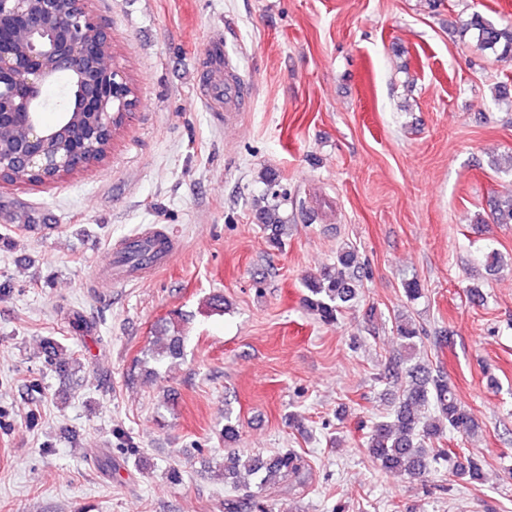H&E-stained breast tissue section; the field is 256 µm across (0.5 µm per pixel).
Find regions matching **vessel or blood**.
<instances>
[{
    "instance_id": "obj_1",
    "label": "vessel or blood",
    "mask_w": 512,
    "mask_h": 512,
    "mask_svg": "<svg viewBox=\"0 0 512 512\" xmlns=\"http://www.w3.org/2000/svg\"><path fill=\"white\" fill-rule=\"evenodd\" d=\"M241 102V88L232 80L224 83V121L235 123ZM177 251L175 238L167 229L152 226L146 231L123 237L112 254L110 283L144 281L166 269Z\"/></svg>"
}]
</instances>
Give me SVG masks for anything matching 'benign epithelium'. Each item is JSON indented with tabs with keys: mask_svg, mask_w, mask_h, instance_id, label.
I'll use <instances>...</instances> for the list:
<instances>
[{
	"mask_svg": "<svg viewBox=\"0 0 512 512\" xmlns=\"http://www.w3.org/2000/svg\"><path fill=\"white\" fill-rule=\"evenodd\" d=\"M16 24L0 34V125H19L22 135L8 158L0 157V183L54 185L93 162L84 133L66 122L49 131L33 118L45 108L50 84L64 74L74 81L72 111L85 114L93 132L112 141L115 123L127 121L136 106L125 71L103 65L111 37L88 0H0V21Z\"/></svg>",
	"mask_w": 512,
	"mask_h": 512,
	"instance_id": "1",
	"label": "benign epithelium"
}]
</instances>
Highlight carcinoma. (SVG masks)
I'll use <instances>...</instances> for the list:
<instances>
[{"label":"carcinoma","mask_w":512,"mask_h":512,"mask_svg":"<svg viewBox=\"0 0 512 512\" xmlns=\"http://www.w3.org/2000/svg\"><path fill=\"white\" fill-rule=\"evenodd\" d=\"M465 28L472 32L477 42L486 49L512 59V25L500 26L478 12L471 14ZM493 219L498 224H512V194L495 199ZM257 219L267 232V243L274 249L284 245L286 224L279 215V208L267 206L259 210ZM357 256L350 246L336 251V262L303 280L307 294L302 302L306 310L324 325H334L356 297L354 283L360 276ZM395 332L405 350L416 349L421 339L419 325L408 317H395ZM184 337L171 336L160 348H147L136 359L127 374L135 380L136 371L155 374L156 367L183 355ZM44 362L56 371L73 376L82 367L75 354L65 355L64 347L53 340L42 345ZM406 386L400 399L395 419L376 421L372 424L366 442L371 458L380 462L388 471L401 472L414 478L432 464L448 461L450 449L443 447L449 433L468 435L477 424L468 409L458 399L448 373L443 366L414 363L405 368ZM305 463L295 451H281L269 460L254 455L249 458L235 448L227 449L224 456V478L232 480L234 489H250V498L237 496L224 499V512H245L251 499L257 497L271 483L288 482L301 477ZM451 475L471 485L482 480L479 462L467 458L453 465Z\"/></svg>","instance_id":"carcinoma-1"}]
</instances>
